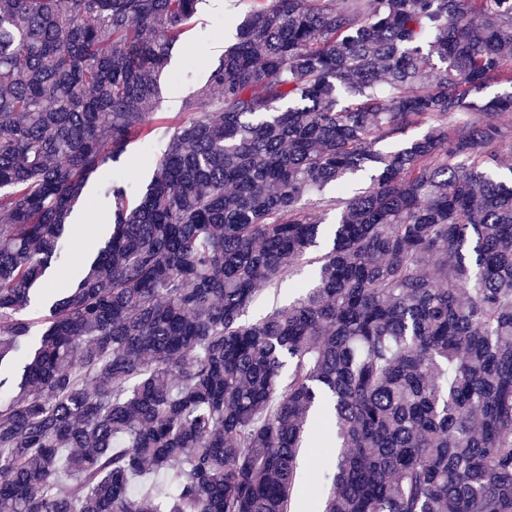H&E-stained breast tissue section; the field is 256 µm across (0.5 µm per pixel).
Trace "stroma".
<instances>
[{"mask_svg":"<svg viewBox=\"0 0 512 512\" xmlns=\"http://www.w3.org/2000/svg\"><path fill=\"white\" fill-rule=\"evenodd\" d=\"M245 13L242 0H224V8L220 11L208 10L202 2L198 4L162 75V102L152 121L150 134L135 138L119 161L107 162L91 175L83 196L74 208L76 225L109 223L112 204L104 198L101 189L113 171L125 172L130 186L129 199L134 200L141 195L152 177L156 162L168 148L174 126L188 116L184 108L186 100L209 83L213 71L220 64L225 46L233 42L236 26ZM314 272V266L300 263L292 278L260 295L244 314V322H255L273 308L288 304L296 297L298 287H314Z\"/></svg>","mask_w":512,"mask_h":512,"instance_id":"stroma-1","label":"stroma"}]
</instances>
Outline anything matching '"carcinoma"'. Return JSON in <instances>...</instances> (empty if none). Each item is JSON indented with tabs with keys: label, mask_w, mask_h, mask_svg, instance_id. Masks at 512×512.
Masks as SVG:
<instances>
[{
	"label": "carcinoma",
	"mask_w": 512,
	"mask_h": 512,
	"mask_svg": "<svg viewBox=\"0 0 512 512\" xmlns=\"http://www.w3.org/2000/svg\"><path fill=\"white\" fill-rule=\"evenodd\" d=\"M197 2L0 0V512H290L306 434L339 448L316 512H512V93L481 95L512 0H248L137 203L113 180L42 287ZM367 169L320 202L318 284L242 322L318 246L304 200ZM83 237L80 234L73 233L66 238L65 241V256L66 263L63 265L53 266L49 271V276L46 282L60 278L66 266L70 261L79 258L83 255Z\"/></svg>",
	"instance_id": "cac0c4a2"
}]
</instances>
